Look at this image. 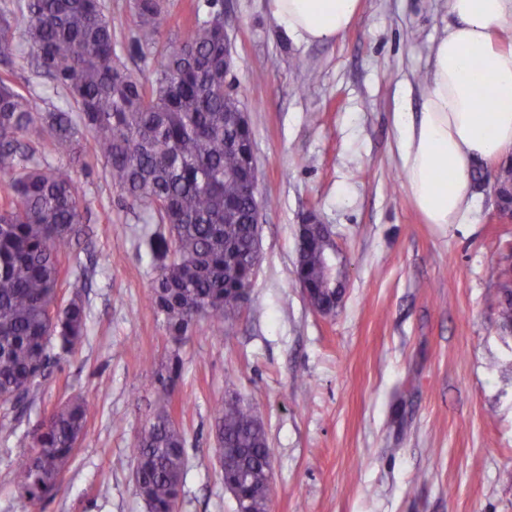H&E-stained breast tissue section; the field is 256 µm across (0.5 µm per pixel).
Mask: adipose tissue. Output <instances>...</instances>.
<instances>
[{"label": "adipose tissue", "mask_w": 512, "mask_h": 512, "mask_svg": "<svg viewBox=\"0 0 512 512\" xmlns=\"http://www.w3.org/2000/svg\"><path fill=\"white\" fill-rule=\"evenodd\" d=\"M361 0H267L277 27L299 43H329ZM455 21L432 47L421 109L394 115L407 190L429 224L472 221L476 162L512 153V0H450Z\"/></svg>", "instance_id": "ef3b65f1"}]
</instances>
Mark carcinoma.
<instances>
[{
    "label": "carcinoma",
    "mask_w": 512,
    "mask_h": 512,
    "mask_svg": "<svg viewBox=\"0 0 512 512\" xmlns=\"http://www.w3.org/2000/svg\"><path fill=\"white\" fill-rule=\"evenodd\" d=\"M16 10L29 17L24 37L37 68L66 91L68 107L36 117L0 76V182L8 187L0 200V405L6 408L44 374L50 341L63 353L74 351L87 320L79 291L58 302L61 257L84 223L75 171L41 165L22 139L78 163L89 136L112 186L169 225L172 259L159 271L150 303L172 342L182 343L200 319L223 334L239 301L249 297L256 260L252 131L240 101L225 90L223 13L212 12L161 49L167 0H131L136 54L158 63L147 85L117 54L106 0H19ZM14 11L0 12L3 61L12 56ZM330 248L324 225H308L295 273L310 283L313 308L331 305L336 294L325 264ZM88 407L86 398L72 399L34 431L36 461L27 456L15 468L24 505L58 490L85 435ZM214 420L224 483L244 487L253 512H265L271 448L262 422L231 399L215 407ZM132 458L136 491L149 512H174L185 469L182 432L144 427Z\"/></svg>",
    "instance_id": "cac0c4a2"
}]
</instances>
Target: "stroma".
Masks as SVG:
<instances>
[{
	"instance_id": "35a3bbf8",
	"label": "stroma",
	"mask_w": 512,
	"mask_h": 512,
	"mask_svg": "<svg viewBox=\"0 0 512 512\" xmlns=\"http://www.w3.org/2000/svg\"><path fill=\"white\" fill-rule=\"evenodd\" d=\"M213 8L169 0L163 43ZM217 8L263 203L250 300L222 338L202 321L172 343L149 303L170 260L159 248L169 229L143 222L86 152L76 171L85 233L62 260L82 285L87 335L53 360L23 409H0V512H26L16 464L44 417L74 397L90 402L86 434L55 495L27 512H148L130 450L162 411L185 439L176 512H234L213 416L228 370L265 425L270 512H512V333L498 322L512 222L486 183L474 187V223H425L396 148L394 114L403 102L420 109L448 0H361L336 42L313 45L280 34L267 0ZM27 25L22 17L12 29L11 78L34 112L65 107V91L28 55ZM310 212L330 226L345 264V294L328 316L294 274ZM175 355L181 372L163 400L158 379Z\"/></svg>"
}]
</instances>
